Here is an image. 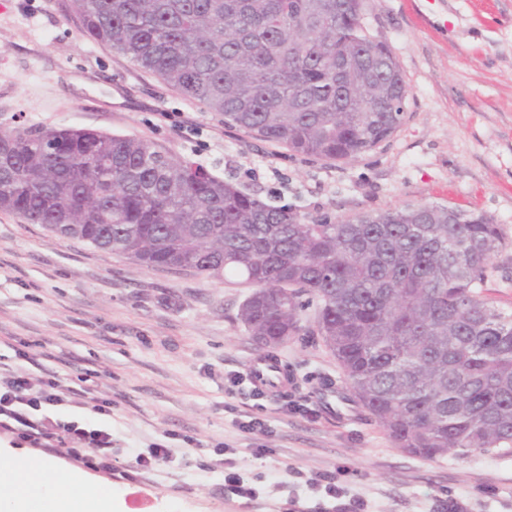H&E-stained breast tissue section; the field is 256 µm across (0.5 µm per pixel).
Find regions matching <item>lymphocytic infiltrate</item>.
<instances>
[{"mask_svg":"<svg viewBox=\"0 0 512 512\" xmlns=\"http://www.w3.org/2000/svg\"><path fill=\"white\" fill-rule=\"evenodd\" d=\"M69 403L97 413L109 411L98 399L71 390L56 373L49 371L36 379L0 371V429L18 433L32 445H53L100 468H111L109 432L51 417V410Z\"/></svg>","mask_w":512,"mask_h":512,"instance_id":"obj_1","label":"lymphocytic infiltrate"}]
</instances>
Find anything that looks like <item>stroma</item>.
I'll return each instance as SVG.
<instances>
[{
	"label": "stroma",
	"mask_w": 512,
	"mask_h": 512,
	"mask_svg": "<svg viewBox=\"0 0 512 512\" xmlns=\"http://www.w3.org/2000/svg\"><path fill=\"white\" fill-rule=\"evenodd\" d=\"M365 25L400 62L403 120L348 162L295 155L224 125L122 55L88 40L73 0H0V132L52 126L149 140L306 219L405 205L481 212L503 244L486 296L512 309V0H364ZM249 290L189 268H148L0 211V362L94 390L103 415L63 406L112 435V471L44 449L112 491V512H512V449L427 460L372 419L321 399L343 389L314 331L277 354L298 382L259 396L258 348L239 319ZM27 346L32 359L14 358ZM261 427L247 429L251 419ZM161 443L169 459L146 471ZM237 473L253 496L227 491ZM335 496H327V484Z\"/></svg>",
	"instance_id": "stroma-1"
}]
</instances>
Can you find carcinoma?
<instances>
[{
  "instance_id": "1",
  "label": "carcinoma",
  "mask_w": 512,
  "mask_h": 512,
  "mask_svg": "<svg viewBox=\"0 0 512 512\" xmlns=\"http://www.w3.org/2000/svg\"><path fill=\"white\" fill-rule=\"evenodd\" d=\"M363 2L75 0L84 36L224 125L333 161L388 139L408 94ZM0 210L146 267L239 279L240 320L266 351L315 303L351 401L407 453L512 447V310L483 294L502 236L482 213L306 220L148 140L49 127L0 132Z\"/></svg>"
}]
</instances>
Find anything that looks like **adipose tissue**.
I'll return each mask as SVG.
<instances>
[{
  "instance_id": "1",
  "label": "adipose tissue",
  "mask_w": 512,
  "mask_h": 512,
  "mask_svg": "<svg viewBox=\"0 0 512 512\" xmlns=\"http://www.w3.org/2000/svg\"><path fill=\"white\" fill-rule=\"evenodd\" d=\"M0 483L9 493L0 498V512H112V495L91 487L80 470H64L38 455L0 459Z\"/></svg>"
}]
</instances>
